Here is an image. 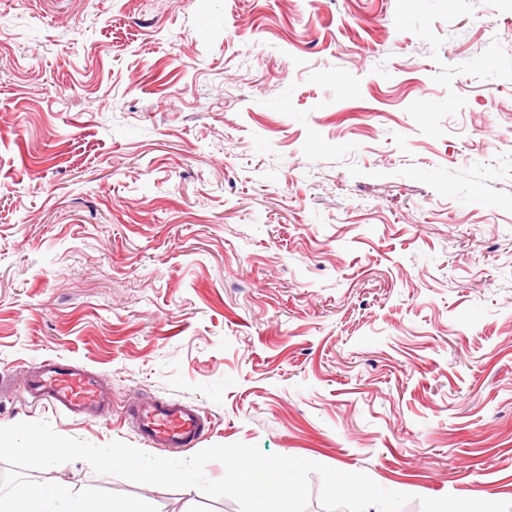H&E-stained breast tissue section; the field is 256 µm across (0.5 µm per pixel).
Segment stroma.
<instances>
[{"label":"stroma","mask_w":512,"mask_h":512,"mask_svg":"<svg viewBox=\"0 0 512 512\" xmlns=\"http://www.w3.org/2000/svg\"><path fill=\"white\" fill-rule=\"evenodd\" d=\"M0 27V378L112 387L97 418L0 393V426L145 451L154 397L206 412L202 449L512 501V0H0Z\"/></svg>","instance_id":"1"}]
</instances>
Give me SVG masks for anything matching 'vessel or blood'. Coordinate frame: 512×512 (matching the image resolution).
<instances>
[{"label": "vessel or blood", "mask_w": 512, "mask_h": 512, "mask_svg": "<svg viewBox=\"0 0 512 512\" xmlns=\"http://www.w3.org/2000/svg\"><path fill=\"white\" fill-rule=\"evenodd\" d=\"M23 394L32 401L89 417L101 416L112 406L111 387L102 377L85 367L53 359L31 368ZM132 422L150 445L180 451L194 447L209 429L197 406L152 398L135 402Z\"/></svg>", "instance_id": "obj_1"}]
</instances>
